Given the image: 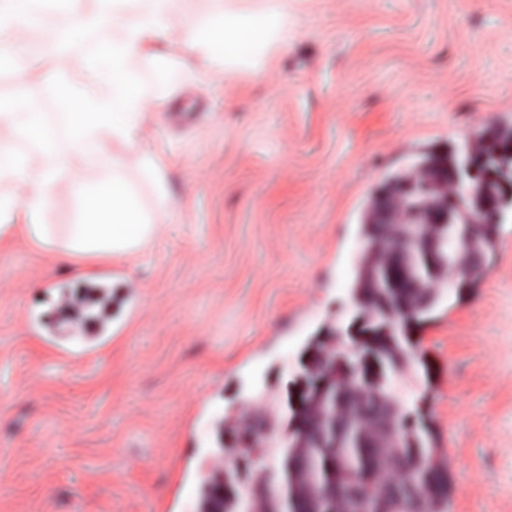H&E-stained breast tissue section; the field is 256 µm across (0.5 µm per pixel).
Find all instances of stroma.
<instances>
[{"instance_id":"35a3bbf8","label":"stroma","mask_w":512,"mask_h":512,"mask_svg":"<svg viewBox=\"0 0 512 512\" xmlns=\"http://www.w3.org/2000/svg\"><path fill=\"white\" fill-rule=\"evenodd\" d=\"M175 71L144 142L173 206L157 237L82 276L25 234L0 240V512H197L224 416L262 429L307 338L348 326L366 201L421 153L512 123V0H306L261 75ZM53 67L0 70L25 96ZM473 288L412 332L425 385L399 382L448 457V512H512V218ZM135 285L123 336L61 325L60 303ZM56 329L53 342L31 324Z\"/></svg>"}]
</instances>
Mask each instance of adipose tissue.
Returning <instances> with one entry per match:
<instances>
[{"label":"adipose tissue","instance_id":"adipose-tissue-1","mask_svg":"<svg viewBox=\"0 0 512 512\" xmlns=\"http://www.w3.org/2000/svg\"><path fill=\"white\" fill-rule=\"evenodd\" d=\"M68 0H0V39L11 22L47 25L46 40L0 50V67L22 57L51 59L55 79L20 101L0 99V123L14 139L0 146V239L20 227L61 263L112 262L142 250L158 227L141 186L159 200L168 192L160 158L142 130L148 113L165 109V81L173 69L167 42L177 40L210 65L232 71L260 50L287 48L290 0H224L205 17L187 14L180 0H95L86 13ZM120 142L139 156L138 179L124 174ZM68 180L79 198L75 223L46 221L53 188Z\"/></svg>","mask_w":512,"mask_h":512}]
</instances>
